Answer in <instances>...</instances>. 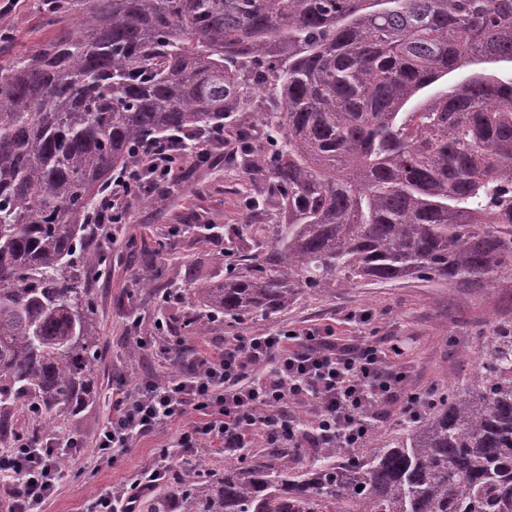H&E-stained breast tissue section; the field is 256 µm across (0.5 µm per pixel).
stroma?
I'll list each match as a JSON object with an SVG mask.
<instances>
[{
	"label": "stroma",
	"mask_w": 512,
	"mask_h": 512,
	"mask_svg": "<svg viewBox=\"0 0 512 512\" xmlns=\"http://www.w3.org/2000/svg\"><path fill=\"white\" fill-rule=\"evenodd\" d=\"M88 6V0H68L66 8L56 12L47 0H0V30L12 35L0 43V64L34 52L51 37L46 17L54 15L69 24ZM188 181L190 189L180 197L160 194L131 200L126 224L112 235L98 232L89 239L91 246L112 254L110 276H88L102 329L101 391L120 380L131 385L172 371V364L153 347L144 348L135 365L124 362L125 349L137 341L129 330L132 319H139L145 333L156 318L182 320L187 308L177 301V294L194 280L218 279L226 273L215 256L229 244L228 226L241 223L246 214L249 182L240 169L220 159L192 169ZM152 278L169 294L167 304L143 295L139 281ZM351 312H366L370 318L363 324L351 323L346 319ZM510 319L512 277L502 278L491 290L408 279L306 294L261 328L317 324L335 328L340 336L382 337L386 345L401 348L395 361L408 372L411 389L422 391L432 386L444 389L467 377L492 323ZM168 439L165 432L140 438L111 468L94 471L83 462H70L44 512H86L97 495L129 483Z\"/></svg>",
	"instance_id": "1"
}]
</instances>
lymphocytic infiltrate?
Segmentation results:
<instances>
[{
	"mask_svg": "<svg viewBox=\"0 0 512 512\" xmlns=\"http://www.w3.org/2000/svg\"><path fill=\"white\" fill-rule=\"evenodd\" d=\"M184 155L176 142L145 148L128 169L112 179V189L93 221L113 224L126 210L132 187L142 171L154 182L167 180ZM167 359L179 370L169 380L154 378L112 390V410L94 442L80 435L50 437L41 447L22 444L0 457V512H43L54 492L60 454L90 458L95 468L114 466L141 437L170 425L178 430L159 449L151 465L122 487L94 498L88 512H135L144 491L166 481L176 460L192 455L202 444L220 449L249 447L262 436L268 447L289 444L295 436L290 407H306L317 434L341 447H362L378 422V409L404 397L406 412L418 409L419 393L407 387L406 373L388 357L381 338L337 336L326 326L277 328L242 333L225 341L217 354L191 359L166 344Z\"/></svg>",
	"mask_w": 512,
	"mask_h": 512,
	"instance_id": "1",
	"label": "lymphocytic infiltrate"
}]
</instances>
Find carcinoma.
<instances>
[{"label": "carcinoma", "mask_w": 512, "mask_h": 512, "mask_svg": "<svg viewBox=\"0 0 512 512\" xmlns=\"http://www.w3.org/2000/svg\"><path fill=\"white\" fill-rule=\"evenodd\" d=\"M0 65V449L98 397L82 271L90 220L134 149L224 130L271 231L233 229L238 270L195 281L180 328L266 321L310 292L512 276V0H90ZM27 421L23 428L15 418ZM203 447L147 512H512V321L424 416L356 457Z\"/></svg>", "instance_id": "obj_1"}]
</instances>
